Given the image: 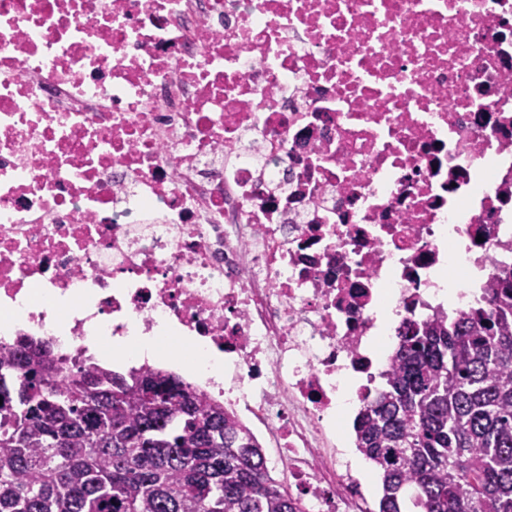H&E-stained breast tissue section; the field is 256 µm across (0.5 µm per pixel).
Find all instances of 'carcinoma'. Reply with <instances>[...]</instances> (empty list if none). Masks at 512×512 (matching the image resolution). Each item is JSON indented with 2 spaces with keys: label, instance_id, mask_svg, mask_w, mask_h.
<instances>
[{
  "label": "carcinoma",
  "instance_id": "carcinoma-1",
  "mask_svg": "<svg viewBox=\"0 0 512 512\" xmlns=\"http://www.w3.org/2000/svg\"><path fill=\"white\" fill-rule=\"evenodd\" d=\"M357 448L379 512H512V271L466 314L399 328ZM0 512H301L224 405L157 368L71 372L20 336L0 351Z\"/></svg>",
  "mask_w": 512,
  "mask_h": 512
}]
</instances>
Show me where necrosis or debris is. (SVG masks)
<instances>
[{"mask_svg": "<svg viewBox=\"0 0 512 512\" xmlns=\"http://www.w3.org/2000/svg\"><path fill=\"white\" fill-rule=\"evenodd\" d=\"M512 268V0H0V345L164 329L303 512L399 325Z\"/></svg>", "mask_w": 512, "mask_h": 512, "instance_id": "necrosis-or-debris-1", "label": "necrosis or debris"}]
</instances>
